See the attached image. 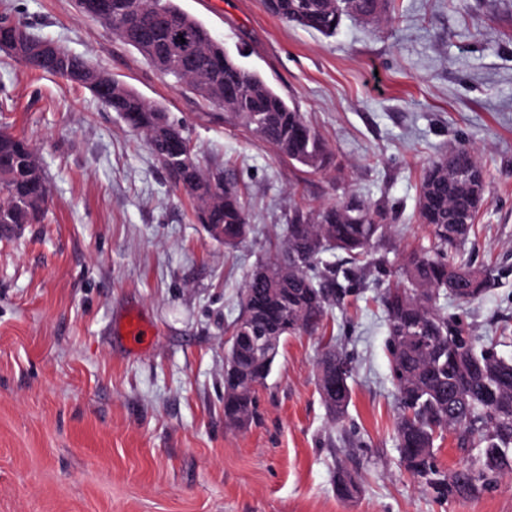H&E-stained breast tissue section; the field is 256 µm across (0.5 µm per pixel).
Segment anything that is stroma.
Returning a JSON list of instances; mask_svg holds the SVG:
<instances>
[{"mask_svg":"<svg viewBox=\"0 0 512 512\" xmlns=\"http://www.w3.org/2000/svg\"><path fill=\"white\" fill-rule=\"evenodd\" d=\"M176 3L303 112L333 162L296 170L72 0H0L163 107L210 169L233 175L253 228L230 250L212 240L117 113L0 50V127L33 145L50 189L43 223L0 237V512H512V475L448 498L402 462L382 301L428 242L426 167L468 147L487 203L460 250L495 279L470 303L441 305L512 359V0H393L388 22L347 19L332 37L263 0ZM351 193L385 217L378 265L332 303L324 333L281 346L257 420L225 427L224 341L247 277L280 254L294 208ZM134 316L153 328L139 348L126 334ZM328 341L351 366L338 422L317 388ZM480 452L437 433L444 472ZM342 470L357 484L349 498L336 492Z\"/></svg>","mask_w":512,"mask_h":512,"instance_id":"35a3bbf8","label":"stroma"}]
</instances>
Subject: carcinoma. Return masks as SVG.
<instances>
[{"label":"carcinoma","instance_id":"1","mask_svg":"<svg viewBox=\"0 0 512 512\" xmlns=\"http://www.w3.org/2000/svg\"><path fill=\"white\" fill-rule=\"evenodd\" d=\"M139 9L125 18L119 40L134 48L163 75L206 102L224 109L254 137L271 145L280 159L309 173L324 171L331 154L298 108L288 103L260 75L243 68L215 41L208 29L184 12L174 0L161 5L184 19L198 47L199 75L187 76L172 66L167 49L172 42L168 25L153 14L152 0H136ZM370 0H269L271 15L330 37L346 18L369 9ZM0 34L12 42L11 52L25 51L31 34L9 14H0ZM55 46L49 65L37 60L28 68L66 78L88 88L106 108L128 120L167 171L175 187L192 202L193 216L212 239L234 248L248 238L251 227L238 186L196 162L191 169L177 165L178 149L189 143L184 130L165 110L147 103L127 84L114 80L101 93L98 81L111 75L89 60ZM35 148L24 138L0 133V229L39 224L47 212L48 193L43 165L35 162ZM486 201V178L471 149L462 147L451 157H439L426 168L419 189L418 220L428 228L429 245L405 256L402 282L386 289L390 362L401 414L397 440L406 467L441 495L468 497L480 493L496 475L512 474V360L499 357L480 344L463 323L448 321L439 304L443 296L469 302L490 287L492 270L455 259L449 251L475 233ZM387 226L382 216L352 194L315 211H294L288 224L283 260L264 263L247 280L241 312L230 336L314 335L324 327L330 295L342 288L333 271L330 282L317 279L320 255L342 251L357 264L372 254ZM224 361V424L240 429L254 417L256 388L265 385L278 354L256 362L250 349L226 341ZM350 369L332 347L318 362V386L324 404L338 421L351 400ZM453 427L465 438L475 437L481 454L468 466L445 473L433 462L437 430Z\"/></svg>","mask_w":512,"mask_h":512}]
</instances>
